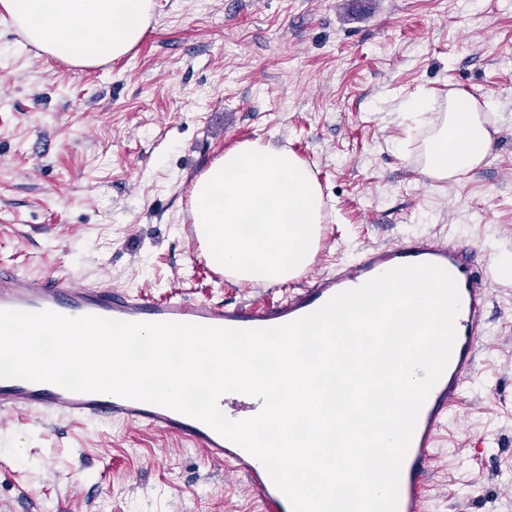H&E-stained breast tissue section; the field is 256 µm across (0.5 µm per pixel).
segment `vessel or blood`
<instances>
[{"instance_id":"obj_1","label":"vessel or blood","mask_w":512,"mask_h":512,"mask_svg":"<svg viewBox=\"0 0 512 512\" xmlns=\"http://www.w3.org/2000/svg\"><path fill=\"white\" fill-rule=\"evenodd\" d=\"M195 264L213 262L200 225L186 224ZM431 263L456 281L460 310L452 355L428 393L407 447L399 481L397 512H425L438 433L457 413L459 401L477 363L479 340L486 331L491 271L477 268L470 245L432 235L412 237L367 249L354 263L334 274L309 277L303 286L274 307L234 306L171 295L153 298L122 288L78 282L61 270L48 278L0 266V310L51 311L66 317L93 315L125 322L185 323L234 330H257L293 323L319 309L338 293L361 286L377 275L403 265ZM0 412L61 415L73 421L118 419L178 437L199 447L206 460L248 476L250 495L260 512H292V506L265 465L244 448L204 422L170 408L107 393H80L49 382L0 378Z\"/></svg>"}]
</instances>
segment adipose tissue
Segmentation results:
<instances>
[{
	"label": "adipose tissue",
	"instance_id": "obj_1",
	"mask_svg": "<svg viewBox=\"0 0 512 512\" xmlns=\"http://www.w3.org/2000/svg\"><path fill=\"white\" fill-rule=\"evenodd\" d=\"M151 10L152 0H0V19L23 40L50 58L80 67L127 55L144 37ZM492 144L476 100L449 93L421 173L449 179L480 165Z\"/></svg>",
	"mask_w": 512,
	"mask_h": 512
}]
</instances>
